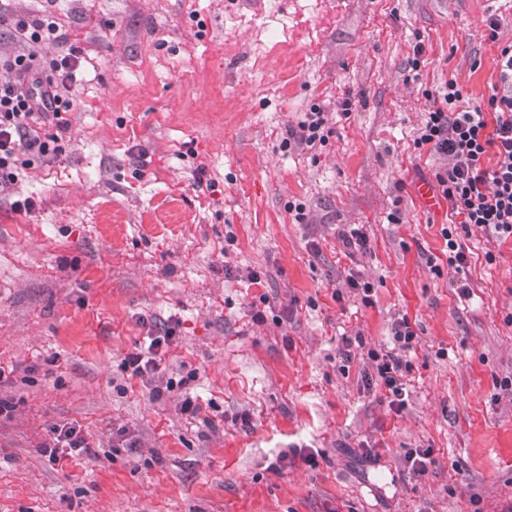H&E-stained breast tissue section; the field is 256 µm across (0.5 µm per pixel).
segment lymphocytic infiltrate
Masks as SVG:
<instances>
[{
  "label": "lymphocytic infiltrate",
  "instance_id": "f902f5d3",
  "mask_svg": "<svg viewBox=\"0 0 512 512\" xmlns=\"http://www.w3.org/2000/svg\"><path fill=\"white\" fill-rule=\"evenodd\" d=\"M16 30L25 53L6 63L8 80L0 81V190L15 186L20 173L33 160L48 159L62 153L64 118L70 108V92L77 80L79 59L67 53L41 65L40 51L45 44L58 41V28L51 15L16 21ZM500 90L487 103L462 104V92L455 81H448L440 105L431 106L424 127L414 145L443 156L448 166L436 180L441 196L453 214L462 218L460 227H445L442 235L448 244V261L464 269L467 249L457 230H479L498 240L512 238V44L500 51ZM53 126V133L39 134V127ZM331 118L320 107L304 113L297 125L288 127L280 147L283 151L314 147L332 135ZM493 153V168H484L482 159ZM393 348L385 354L371 353L375 370L388 390L389 406L401 412L406 406L404 374L409 364L403 359L416 336L407 317L391 325ZM174 323L148 328L142 343L125 354L123 371L152 384L154 395L172 390L174 378L161 376L159 366L166 347L173 342ZM80 431L71 425L54 426L50 439L42 446L49 463L65 464L86 452Z\"/></svg>",
  "mask_w": 512,
  "mask_h": 512
}]
</instances>
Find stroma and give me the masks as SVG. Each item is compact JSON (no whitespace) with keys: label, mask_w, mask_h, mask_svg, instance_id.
Wrapping results in <instances>:
<instances>
[{"label":"stroma","mask_w":512,"mask_h":512,"mask_svg":"<svg viewBox=\"0 0 512 512\" xmlns=\"http://www.w3.org/2000/svg\"><path fill=\"white\" fill-rule=\"evenodd\" d=\"M47 8L43 57L81 70L64 152L0 193V512H512V242L473 232L449 266L444 162L414 145L449 79L472 103L499 86L512 0H10L0 56ZM314 105L328 143L282 152ZM403 315L397 413L364 374ZM171 316L162 364L188 383L155 397L121 360ZM66 422L90 451L55 467Z\"/></svg>","instance_id":"obj_1"}]
</instances>
